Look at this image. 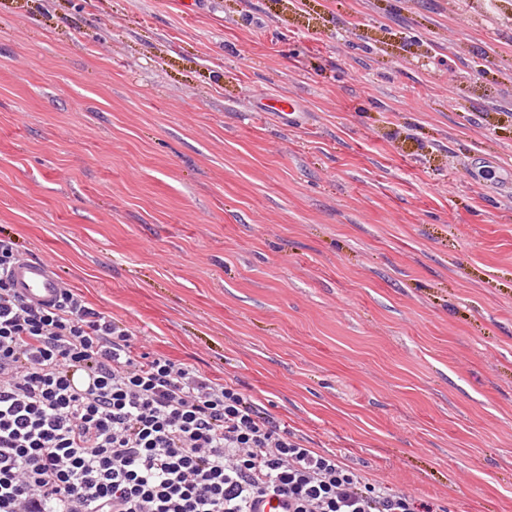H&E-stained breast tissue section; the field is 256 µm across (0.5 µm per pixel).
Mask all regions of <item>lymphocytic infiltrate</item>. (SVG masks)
I'll return each instance as SVG.
<instances>
[{
  "instance_id": "obj_1",
  "label": "lymphocytic infiltrate",
  "mask_w": 512,
  "mask_h": 512,
  "mask_svg": "<svg viewBox=\"0 0 512 512\" xmlns=\"http://www.w3.org/2000/svg\"><path fill=\"white\" fill-rule=\"evenodd\" d=\"M0 238V512H436L309 447L236 385L139 351L74 289L35 302Z\"/></svg>"
}]
</instances>
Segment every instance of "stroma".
<instances>
[{
	"label": "stroma",
	"instance_id": "obj_1",
	"mask_svg": "<svg viewBox=\"0 0 512 512\" xmlns=\"http://www.w3.org/2000/svg\"><path fill=\"white\" fill-rule=\"evenodd\" d=\"M1 236L310 447L512 512V0H0Z\"/></svg>",
	"mask_w": 512,
	"mask_h": 512
}]
</instances>
